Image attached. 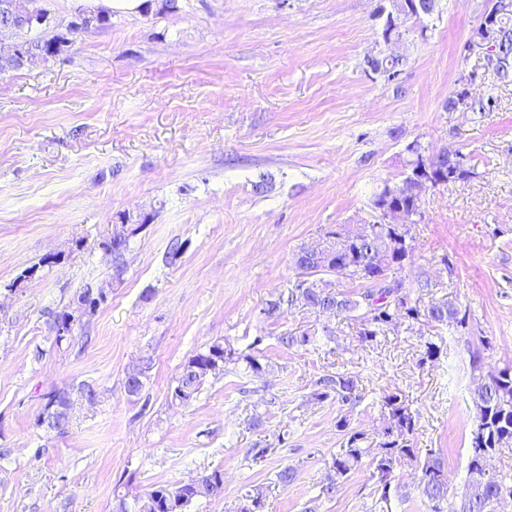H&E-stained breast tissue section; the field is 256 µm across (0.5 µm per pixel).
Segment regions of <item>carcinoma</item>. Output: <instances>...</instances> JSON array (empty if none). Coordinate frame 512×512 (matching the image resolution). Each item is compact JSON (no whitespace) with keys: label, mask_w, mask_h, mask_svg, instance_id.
Listing matches in <instances>:
<instances>
[{"label":"carcinoma","mask_w":512,"mask_h":512,"mask_svg":"<svg viewBox=\"0 0 512 512\" xmlns=\"http://www.w3.org/2000/svg\"><path fill=\"white\" fill-rule=\"evenodd\" d=\"M19 12L28 11L32 3L46 22L40 26L26 25L17 31L19 42L27 50V65L47 64L56 60L70 44L67 34L73 32L72 22H67L66 32L49 34V29L60 27L53 23L51 12L40 0H11ZM500 36L497 42L496 59L512 60V14L499 17ZM491 81L484 84V93L474 98L472 110L485 112L492 109L497 97L494 92L502 84L512 82V67L503 70L498 67L487 70ZM438 159L436 172L429 187L454 184L468 180L474 174V167L459 174L448 169V148L443 147L431 154ZM420 163L416 154L408 153L404 164L403 178L397 184L383 181V185L372 195L370 207L375 211V221L363 225V234L355 236L343 224L330 225L325 229V241L321 249L308 253L300 248L293 254L295 268L306 269L305 276L292 287L268 300L261 309L263 319L276 322L284 305H301L316 315L326 309L334 316L354 320L358 336L363 343H374L389 330L402 324L413 331L417 325L427 324L464 328L468 322L466 314L457 304L446 298L434 301L425 307L413 302L406 291L403 280L395 277V271L413 253L412 244H403L398 233L400 225L385 223L381 211L395 205L409 215V223L421 215L424 192L409 174ZM102 248L112 255V268L117 276L125 272L124 251L126 246L114 248L104 242ZM344 268L351 269L348 280L360 284V291H338L325 280L328 275L340 276ZM75 319L69 313L58 314L49 323L55 343L67 339L72 333ZM313 333L308 330L287 332L279 337L281 346L287 350L299 349L311 343ZM472 369H478L483 361V351L489 341H467ZM228 341H214L196 352L183 364L172 389L171 399L182 405L190 403L200 391L206 379L222 370L226 363ZM311 398L318 402L333 399L336 403L350 408L361 403L362 392L358 381L343 373L326 374L316 383ZM70 400L69 392L58 390L49 396L46 413L38 422L52 430L55 420L63 415L62 407ZM476 425L471 431L467 457V476L459 512H495L494 502L505 491L512 493V482L486 476L484 462L501 448L512 447V366L506 365L489 374L478 385L473 397ZM381 411L384 426L375 439L368 440L365 432L350 426V420L342 415L336 420V429L342 433L340 451L334 455L329 467L326 483L320 494L331 497L336 490V481L347 477L360 468L362 463L372 470L376 480L375 507L378 512H391L395 472L404 466H414L421 472L419 492L428 504L429 512H444L442 503L448 498V476L445 470L442 450L439 448H416L412 436L416 430L418 412L401 394L387 392L381 396ZM223 474L215 470L196 479V482L182 484L167 483L154 487L142 499L139 512H188V507L197 499L217 495L223 489Z\"/></svg>","instance_id":"obj_1"}]
</instances>
